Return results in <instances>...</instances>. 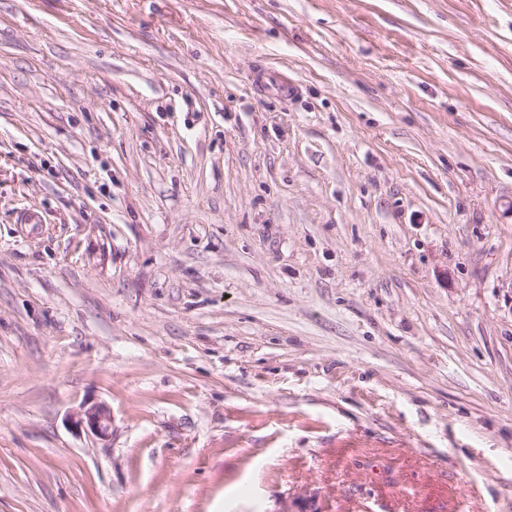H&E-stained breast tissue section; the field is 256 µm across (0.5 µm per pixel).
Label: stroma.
Masks as SVG:
<instances>
[{
  "label": "stroma",
  "mask_w": 512,
  "mask_h": 512,
  "mask_svg": "<svg viewBox=\"0 0 512 512\" xmlns=\"http://www.w3.org/2000/svg\"><path fill=\"white\" fill-rule=\"evenodd\" d=\"M0 512H512V0H0ZM75 423L92 435L104 439L108 437L111 431L112 415L105 405L94 404L84 407L78 414Z\"/></svg>",
  "instance_id": "35a3bbf8"
}]
</instances>
